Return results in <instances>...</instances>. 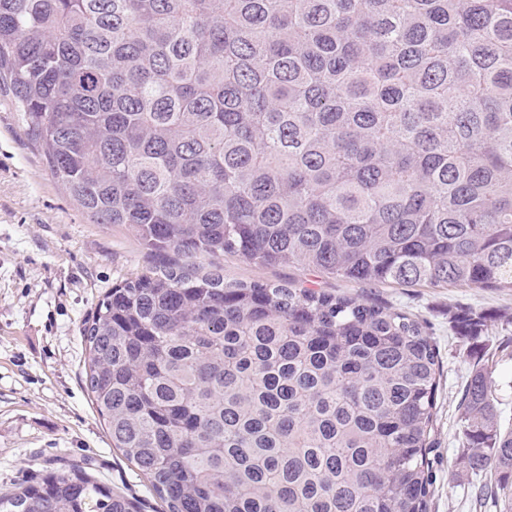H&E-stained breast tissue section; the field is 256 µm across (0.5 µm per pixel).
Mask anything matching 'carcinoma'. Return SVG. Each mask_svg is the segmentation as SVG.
I'll list each match as a JSON object with an SVG mask.
<instances>
[{
	"instance_id": "obj_1",
	"label": "carcinoma",
	"mask_w": 512,
	"mask_h": 512,
	"mask_svg": "<svg viewBox=\"0 0 512 512\" xmlns=\"http://www.w3.org/2000/svg\"><path fill=\"white\" fill-rule=\"evenodd\" d=\"M0 76L51 176L157 260L82 339L112 447L165 512H429L434 339L213 259L512 288V0H0ZM494 372L458 404L460 463L489 476L477 505L512 512ZM134 509L77 466L0 493Z\"/></svg>"
}]
</instances>
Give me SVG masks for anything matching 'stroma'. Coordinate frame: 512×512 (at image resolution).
Returning <instances> with one entry per match:
<instances>
[{
	"label": "stroma",
	"instance_id": "stroma-1",
	"mask_svg": "<svg viewBox=\"0 0 512 512\" xmlns=\"http://www.w3.org/2000/svg\"><path fill=\"white\" fill-rule=\"evenodd\" d=\"M154 258L124 227L91 223L50 175L8 87L0 88V491L43 471L86 468L133 501L139 512H164L146 478L112 448L84 386V321L115 283ZM228 281L292 282L391 305L427 327L441 356L431 512L476 510L470 471L449 474L462 446L456 407L474 366H496L497 409L512 427V356L497 350L504 332L490 323L476 338L451 329L459 308L512 312V289L351 287L297 266H255L221 258Z\"/></svg>",
	"mask_w": 512,
	"mask_h": 512
}]
</instances>
